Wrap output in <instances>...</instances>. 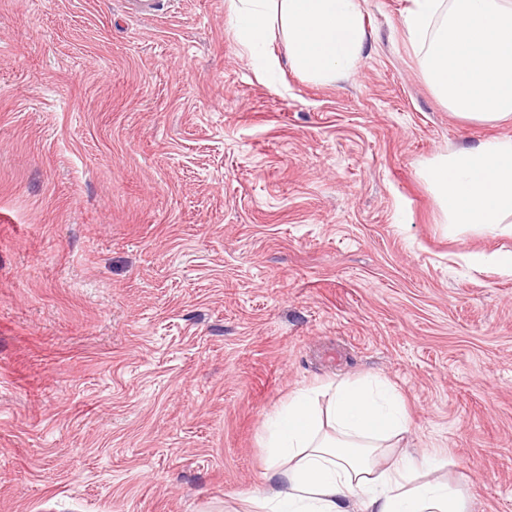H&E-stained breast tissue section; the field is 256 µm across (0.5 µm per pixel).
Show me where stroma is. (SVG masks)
I'll list each match as a JSON object with an SVG mask.
<instances>
[{
	"instance_id": "1",
	"label": "stroma",
	"mask_w": 512,
	"mask_h": 512,
	"mask_svg": "<svg viewBox=\"0 0 512 512\" xmlns=\"http://www.w3.org/2000/svg\"><path fill=\"white\" fill-rule=\"evenodd\" d=\"M0 0V512H241L295 392L379 377L400 446L512 512V236L449 232L464 124L359 0L360 59L256 72L227 0Z\"/></svg>"
}]
</instances>
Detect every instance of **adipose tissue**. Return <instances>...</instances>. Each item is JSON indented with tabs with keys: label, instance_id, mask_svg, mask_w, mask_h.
<instances>
[{
	"label": "adipose tissue",
	"instance_id": "ef3b65f1",
	"mask_svg": "<svg viewBox=\"0 0 512 512\" xmlns=\"http://www.w3.org/2000/svg\"><path fill=\"white\" fill-rule=\"evenodd\" d=\"M238 41L260 74L286 56L306 78L333 81L359 59V0H228ZM405 33L455 118L512 121V0H409ZM424 177L449 225L512 234V138L431 161ZM399 396L383 382L328 384L299 393L271 419L267 470L282 491L250 496L255 512H467L461 492L432 478L434 456L381 457L409 432Z\"/></svg>",
	"mask_w": 512,
	"mask_h": 512
}]
</instances>
